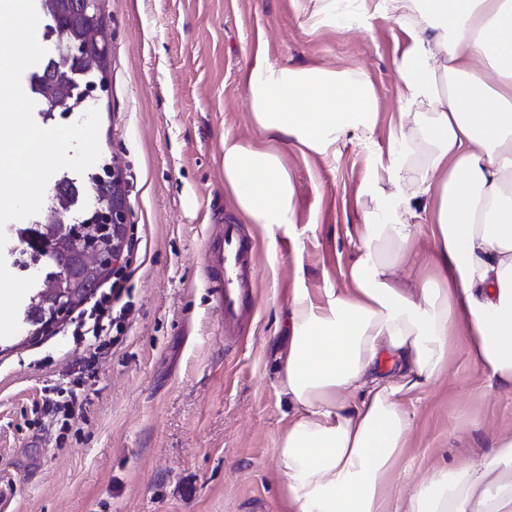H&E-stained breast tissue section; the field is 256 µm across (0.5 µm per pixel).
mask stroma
<instances>
[{
	"label": "stroma",
	"mask_w": 512,
	"mask_h": 512,
	"mask_svg": "<svg viewBox=\"0 0 512 512\" xmlns=\"http://www.w3.org/2000/svg\"><path fill=\"white\" fill-rule=\"evenodd\" d=\"M111 35L109 91L100 115L101 160L118 159L127 186L129 247L111 280L133 309L99 360L88 396L64 425L36 411L46 387L83 352L73 322L0 340V479L9 512H282L276 448L288 411L280 356L297 274L349 288L358 255L360 189L397 114L391 21L308 32L291 0H100ZM292 66L360 68L379 101L376 149L349 143L336 156L283 148L295 188L293 227L269 244L243 224L224 187L225 137L258 142L241 83L257 46ZM240 223L255 253L244 340L226 345L203 281L215 225ZM414 425L394 495L438 466L490 453L512 428V385L456 353L436 383L411 393Z\"/></svg>",
	"instance_id": "stroma-1"
}]
</instances>
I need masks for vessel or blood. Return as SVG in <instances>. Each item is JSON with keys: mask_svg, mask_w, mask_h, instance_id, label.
<instances>
[{"mask_svg": "<svg viewBox=\"0 0 512 512\" xmlns=\"http://www.w3.org/2000/svg\"><path fill=\"white\" fill-rule=\"evenodd\" d=\"M255 260L242 225H219L210 237L205 283L224 319V337L236 341V333L255 290Z\"/></svg>", "mask_w": 512, "mask_h": 512, "instance_id": "obj_1", "label": "vessel or blood"}]
</instances>
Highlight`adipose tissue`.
Instances as JSON below:
<instances>
[{"label": "adipose tissue", "mask_w": 512, "mask_h": 512, "mask_svg": "<svg viewBox=\"0 0 512 512\" xmlns=\"http://www.w3.org/2000/svg\"><path fill=\"white\" fill-rule=\"evenodd\" d=\"M311 31L392 21L398 117L362 187L349 291L297 278L288 298L281 387L288 426L276 450L285 512H512V431L491 453L432 470L393 499L413 419L404 394L437 382L457 350L512 384V0H294ZM269 138L224 140V185L247 223L291 230L294 185L276 148L334 156L370 147L374 85L361 69L288 66L256 51L244 80ZM426 274L407 288L419 223ZM398 369L381 374V354Z\"/></svg>", "instance_id": "adipose-tissue-1"}]
</instances>
